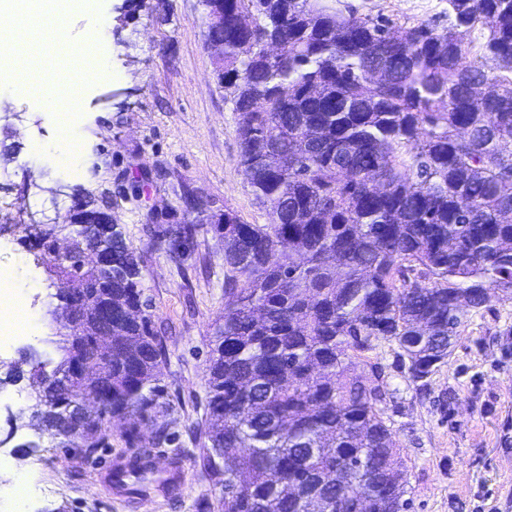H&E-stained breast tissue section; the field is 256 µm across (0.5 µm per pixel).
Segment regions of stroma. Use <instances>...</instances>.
<instances>
[{"instance_id": "35a3bbf8", "label": "stroma", "mask_w": 512, "mask_h": 512, "mask_svg": "<svg viewBox=\"0 0 512 512\" xmlns=\"http://www.w3.org/2000/svg\"><path fill=\"white\" fill-rule=\"evenodd\" d=\"M337 10L383 17L394 26L448 27V0H333ZM203 0H80V6L25 41L40 66L74 90L69 135L43 88L21 90L18 72L0 75L11 100L0 108V267L18 291L38 295L28 339L6 348L0 367V512H222L221 488L201 462L208 366L224 312V242L208 219L229 211L265 224L268 209L238 163L240 116L218 83ZM64 38L106 62L87 72L74 57H48ZM108 208L140 258L141 287L165 357L160 403L175 444L153 448L151 420L106 417L104 446L62 447L38 422L28 379L8 365L36 351L56 366L53 336L65 322L52 279L31 246L34 223L66 215L73 199ZM166 212L165 224L148 214ZM188 235H180L183 227ZM396 347L378 343L386 368L385 416L408 474V512H512V300L491 297L469 312L448 362L425 391L394 366ZM136 429L134 444L126 432ZM153 448L148 492L116 490L103 471Z\"/></svg>"}]
</instances>
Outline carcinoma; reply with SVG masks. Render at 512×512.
<instances>
[{
	"label": "carcinoma",
	"instance_id": "1",
	"mask_svg": "<svg viewBox=\"0 0 512 512\" xmlns=\"http://www.w3.org/2000/svg\"><path fill=\"white\" fill-rule=\"evenodd\" d=\"M224 88L240 113L239 163L253 169L255 199L288 198V222L225 214L224 314L213 336L204 469L221 488L224 512H302V496L321 512H404L406 466L385 418L384 367L364 352L397 346L396 368L425 382L447 363L463 324L461 298L478 310L512 286V0H448L454 26L487 31L477 48L428 24L391 30L382 18L343 15L329 0H222ZM252 16L243 33L235 16ZM284 55H264L267 35ZM381 65L388 82L367 70ZM255 94L267 112H247ZM54 263L59 299L81 288L112 296V309L140 307V269L120 235L112 287L83 263L95 237L74 241L57 263L47 238L35 239ZM416 273L410 278V273ZM112 368L93 361L102 339L83 348L59 340L64 375L43 389L31 368L36 418L61 444L76 435L71 406L92 396L105 375L96 417L81 432L103 444L108 414L153 418V448L174 442L159 419L156 368L164 349L150 318L122 327ZM152 448L121 471L140 479Z\"/></svg>",
	"mask_w": 512,
	"mask_h": 512
}]
</instances>
